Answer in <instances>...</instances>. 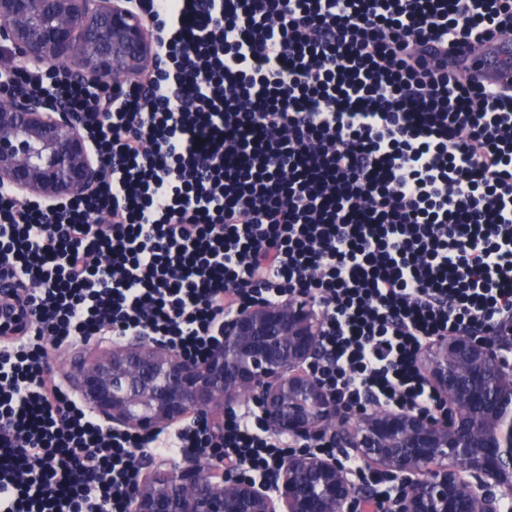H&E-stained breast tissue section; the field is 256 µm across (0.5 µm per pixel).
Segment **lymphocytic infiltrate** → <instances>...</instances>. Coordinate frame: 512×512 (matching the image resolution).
I'll return each instance as SVG.
<instances>
[{"instance_id": "obj_1", "label": "lymphocytic infiltrate", "mask_w": 512, "mask_h": 512, "mask_svg": "<svg viewBox=\"0 0 512 512\" xmlns=\"http://www.w3.org/2000/svg\"><path fill=\"white\" fill-rule=\"evenodd\" d=\"M135 3L165 66L120 101L0 65L66 102L107 161L52 211L0 184V277L33 312L0 335V512H128L139 457L264 469L288 449L234 411L219 434L103 428L51 364L77 342L143 332L200 357L226 311L300 284L324 306L321 382L423 411L431 337L512 335V89L448 68L512 35V0Z\"/></svg>"}]
</instances>
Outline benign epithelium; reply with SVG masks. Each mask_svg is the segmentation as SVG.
<instances>
[{
    "instance_id": "7a95c632",
    "label": "benign epithelium",
    "mask_w": 512,
    "mask_h": 512,
    "mask_svg": "<svg viewBox=\"0 0 512 512\" xmlns=\"http://www.w3.org/2000/svg\"><path fill=\"white\" fill-rule=\"evenodd\" d=\"M0 39L20 66H64L87 87L147 84L163 67L156 25L130 0H0ZM104 162L61 101L0 85V183L45 209L89 194ZM0 280V310L15 308ZM323 308L305 288L252 299L224 315L201 358L144 333L93 353L71 348L64 380L98 421L151 435L190 418L213 431L243 406L292 449L243 472L202 454L152 461L128 490V512H502L512 502V361L507 339L436 336L419 369L440 407L350 409L314 375ZM321 444L352 450L380 482L363 485Z\"/></svg>"
}]
</instances>
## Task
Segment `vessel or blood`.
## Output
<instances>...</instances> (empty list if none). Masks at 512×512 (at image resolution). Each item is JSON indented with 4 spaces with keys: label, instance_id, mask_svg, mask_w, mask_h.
<instances>
[{
    "label": "vessel or blood",
    "instance_id": "1",
    "mask_svg": "<svg viewBox=\"0 0 512 512\" xmlns=\"http://www.w3.org/2000/svg\"><path fill=\"white\" fill-rule=\"evenodd\" d=\"M450 69L494 88L512 86V37H500L480 44L478 51L464 50L449 57Z\"/></svg>",
    "mask_w": 512,
    "mask_h": 512
}]
</instances>
